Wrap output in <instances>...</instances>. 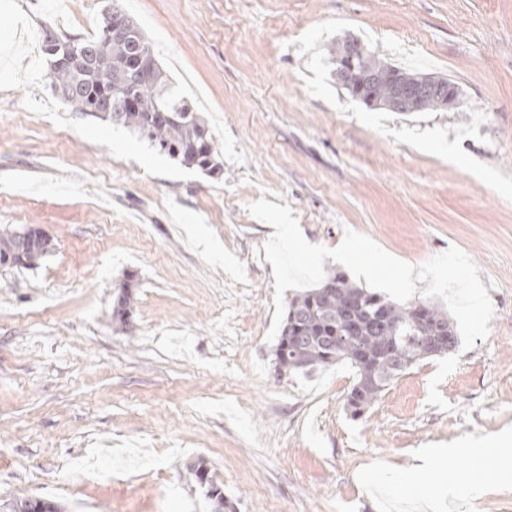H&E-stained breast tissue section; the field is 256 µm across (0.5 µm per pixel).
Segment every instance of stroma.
I'll return each mask as SVG.
<instances>
[{
	"label": "stroma",
	"mask_w": 512,
	"mask_h": 512,
	"mask_svg": "<svg viewBox=\"0 0 512 512\" xmlns=\"http://www.w3.org/2000/svg\"><path fill=\"white\" fill-rule=\"evenodd\" d=\"M110 4L205 118L220 174L53 93L44 26L85 38ZM350 38L451 80L460 107L352 99L327 53ZM266 191L313 244L350 229L415 266L460 248L488 338L416 363L359 419L347 362L276 379L270 229L246 210ZM0 225L54 244L36 269L0 266V512H211L200 459L237 512H424L360 473L466 439L499 448L483 493L464 457L423 483L455 476L446 512H512V0H0Z\"/></svg>",
	"instance_id": "1"
}]
</instances>
